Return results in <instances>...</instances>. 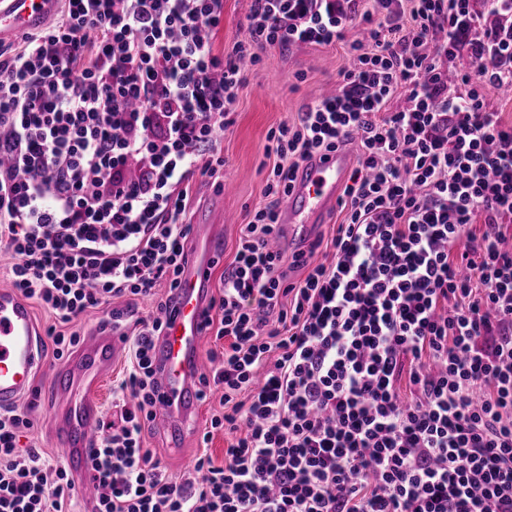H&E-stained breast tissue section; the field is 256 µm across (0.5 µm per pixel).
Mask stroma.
Here are the masks:
<instances>
[{"label":"stroma","instance_id":"stroma-1","mask_svg":"<svg viewBox=\"0 0 512 512\" xmlns=\"http://www.w3.org/2000/svg\"><path fill=\"white\" fill-rule=\"evenodd\" d=\"M348 62L345 46H305L290 53L264 52L256 72L241 89L236 104L235 124L225 132L221 149L226 159L224 179L234 186L232 193L219 191L207 177H194L189 192L190 211L212 204L224 210V257L216 265L222 274L225 263L234 256L241 224L247 223L255 206L264 201L266 172L262 170L264 147L271 129L294 121L304 105L321 89L335 87L339 70ZM27 409L34 426L20 441L21 446L39 448L50 463L63 460V450L48 432L49 407L30 394L20 403ZM200 433L188 435L181 448L170 446L166 432L154 427L147 431L144 446L166 466L175 478L185 477L192 460L207 453L215 465L224 462L227 438L215 432L208 445H201Z\"/></svg>","mask_w":512,"mask_h":512}]
</instances>
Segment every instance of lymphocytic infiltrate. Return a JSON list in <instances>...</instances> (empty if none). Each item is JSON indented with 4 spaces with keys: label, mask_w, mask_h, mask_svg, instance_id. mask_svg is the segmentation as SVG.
Returning a JSON list of instances; mask_svg holds the SVG:
<instances>
[{
    "label": "lymphocytic infiltrate",
    "mask_w": 512,
    "mask_h": 512,
    "mask_svg": "<svg viewBox=\"0 0 512 512\" xmlns=\"http://www.w3.org/2000/svg\"><path fill=\"white\" fill-rule=\"evenodd\" d=\"M223 21L224 0H67L0 58L12 288L53 317L58 359L101 306L134 323L92 512H512V123L487 103L512 88V0H250L246 37L219 52ZM358 25L335 92L267 137L266 200L212 300L223 346L200 378L221 393L202 439L229 435L224 463L200 455L176 480L143 431L189 180L223 169L249 64ZM350 140L330 257L290 281L279 205L302 162ZM132 297L155 314L114 308ZM31 426L0 411V512H68L66 470L18 446Z\"/></svg>",
    "instance_id": "obj_1"
}]
</instances>
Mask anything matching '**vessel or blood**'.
<instances>
[{
	"instance_id": "vessel-or-blood-1",
	"label": "vessel or blood",
	"mask_w": 512,
	"mask_h": 512,
	"mask_svg": "<svg viewBox=\"0 0 512 512\" xmlns=\"http://www.w3.org/2000/svg\"><path fill=\"white\" fill-rule=\"evenodd\" d=\"M60 0H5L0 6V38L47 22ZM356 156L336 147L301 166L290 184L278 222L288 228L289 256L307 257L319 225L327 223L339 202L343 182ZM224 215L197 216L198 252L187 261L179 286L154 340L153 364L158 384L153 421L180 443L196 421L202 401L199 352L210 329L211 269L222 238ZM125 345L123 335L105 328L87 338L51 374H43L37 328L27 303L13 290L0 289V409L14 406L43 384L52 410L51 434L64 450L74 478L88 469L103 420L98 390Z\"/></svg>"
}]
</instances>
